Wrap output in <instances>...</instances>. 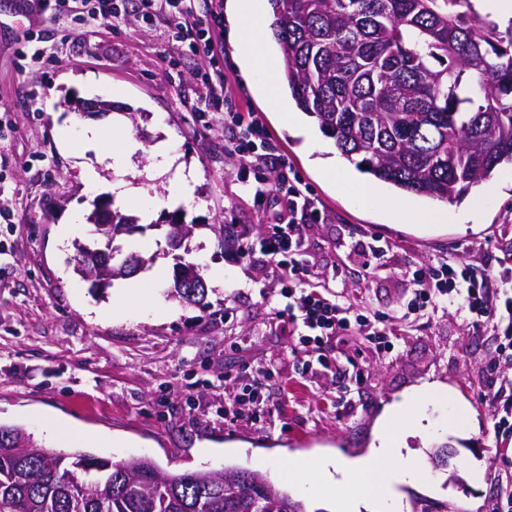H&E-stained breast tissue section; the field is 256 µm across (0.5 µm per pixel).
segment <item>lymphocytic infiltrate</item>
I'll use <instances>...</instances> for the list:
<instances>
[{"mask_svg":"<svg viewBox=\"0 0 512 512\" xmlns=\"http://www.w3.org/2000/svg\"><path fill=\"white\" fill-rule=\"evenodd\" d=\"M137 4L143 19L165 23L171 40L179 43L182 50L215 53L216 38L224 27L220 0H207L201 15L194 8V0H137ZM37 5L54 18L88 12L108 22L118 14L116 0H37ZM199 82L205 90L206 111L224 115L226 152L237 158L240 170L253 174L257 195L273 196L281 201L261 239L240 234L237 253L245 260L253 254H262L270 269L286 280L282 299L274 311L277 316L288 317L296 326L299 371L305 374L317 365L328 367L325 349L328 341L353 332L364 336L377 350L393 351L395 329L391 319L350 311L340 295L311 285L310 266L301 260L300 252L305 225L323 219L316 198L288 163H281L275 180H266L265 171L270 162L266 151L267 131L254 113L226 110L229 89L222 72H203ZM408 275L414 289L406 304L407 314L435 306L445 297H458L468 312V323L473 330L495 322L501 350L505 358L512 360V288L503 286L504 281H512L511 265L473 275L460 269L457 263L445 261L436 267L411 268ZM222 388L225 422H263L264 412L258 406L260 397L256 389L248 384L240 387L228 382Z\"/></svg>","mask_w":512,"mask_h":512,"instance_id":"f902f5d3","label":"lymphocytic infiltrate"}]
</instances>
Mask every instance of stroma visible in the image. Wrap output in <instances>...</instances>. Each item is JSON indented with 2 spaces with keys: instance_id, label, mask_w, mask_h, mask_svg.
<instances>
[{
  "instance_id": "obj_1",
  "label": "stroma",
  "mask_w": 512,
  "mask_h": 512,
  "mask_svg": "<svg viewBox=\"0 0 512 512\" xmlns=\"http://www.w3.org/2000/svg\"><path fill=\"white\" fill-rule=\"evenodd\" d=\"M27 0H0V109L14 126L0 154L7 170L10 222L0 221V425L20 426L47 448L81 451L120 461L147 456L168 471L242 468L278 480V468L300 457L355 459L375 440L386 407L416 387L435 384L441 398L462 413V425L439 430L446 417L431 409L434 430L410 434L403 445L423 462L431 481L403 485L408 512H485L490 500L512 495V464L493 431L487 368L498 356L497 330H468L463 312L442 303L405 316L413 285L412 265L459 260L474 270L495 269L512 256V181L494 176L476 196L432 201L379 184L380 205L363 206L324 175L320 162L337 155L332 139L287 92L266 98L254 90L240 61L242 46L224 35L219 66L242 111L258 113L270 144L303 178L326 220L308 225L307 260L323 285L341 271L336 289L353 311L396 318L394 349L380 353L351 336L352 361L298 375L291 350L294 329L272 318L262 296L276 295L281 281L262 255L242 262L223 230L260 236L275 201L257 204L236 177L238 163L224 151V116L203 111L196 74L210 60L183 53L164 27L141 20L134 0H121L112 25L88 19L75 26L26 10ZM42 53L18 58L26 36ZM112 102L93 117L68 107L73 98ZM307 131L294 135L289 117ZM109 124V136L86 153L61 141L82 125ZM141 145L125 179L151 202L138 229L121 236L124 253L143 257L141 288L114 279L100 288L75 268L76 243L94 248L98 237L86 221L94 200L110 199L116 178L107 159L115 137ZM167 142L184 173L195 178V199L168 202L169 178L152 169L153 148ZM97 187L83 180L87 167ZM448 211L463 222L424 224L413 210ZM190 226L180 250L166 244L165 220ZM391 244L382 263L367 267L370 236ZM206 270L205 305L189 303L173 289L178 257ZM122 296L123 313L112 311ZM263 366L261 389L273 428L224 421V393L213 382L245 376ZM69 428L58 438L56 427ZM478 462L480 479L469 465Z\"/></svg>"
}]
</instances>
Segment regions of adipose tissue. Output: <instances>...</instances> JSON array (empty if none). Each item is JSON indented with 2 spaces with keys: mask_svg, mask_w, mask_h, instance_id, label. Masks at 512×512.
<instances>
[{
  "mask_svg": "<svg viewBox=\"0 0 512 512\" xmlns=\"http://www.w3.org/2000/svg\"><path fill=\"white\" fill-rule=\"evenodd\" d=\"M227 11L232 20L248 19L251 35L244 43L246 67L258 78L257 91L276 97L274 68L262 41L267 21L265 0H250L245 6L240 0H229ZM436 401L434 389L424 386L388 407L379 420L384 439L369 457L358 463L294 459L285 466L283 474L290 485L334 507L336 512H403L397 486L424 481L427 474L417 462L404 455L395 435L428 428V410Z\"/></svg>",
  "mask_w": 512,
  "mask_h": 512,
  "instance_id": "obj_1",
  "label": "adipose tissue"
}]
</instances>
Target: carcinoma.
<instances>
[{
  "instance_id": "1",
  "label": "carcinoma",
  "mask_w": 512,
  "mask_h": 512,
  "mask_svg": "<svg viewBox=\"0 0 512 512\" xmlns=\"http://www.w3.org/2000/svg\"><path fill=\"white\" fill-rule=\"evenodd\" d=\"M297 108L348 161L404 192L462 198L512 164V27L473 0H269ZM126 214L95 227L106 246ZM0 425V512H303L263 474L164 472L46 449Z\"/></svg>"
}]
</instances>
